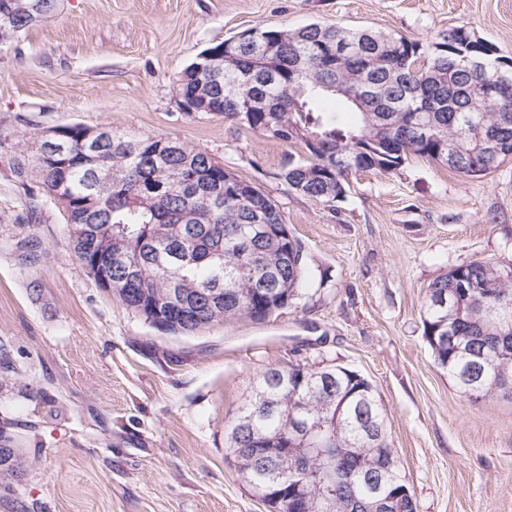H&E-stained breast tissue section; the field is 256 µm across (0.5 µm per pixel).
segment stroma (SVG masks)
Returning a JSON list of instances; mask_svg holds the SVG:
<instances>
[{
	"label": "stroma",
	"mask_w": 512,
	"mask_h": 512,
	"mask_svg": "<svg viewBox=\"0 0 512 512\" xmlns=\"http://www.w3.org/2000/svg\"><path fill=\"white\" fill-rule=\"evenodd\" d=\"M314 22L423 42L464 26L512 57V0H60L0 48V446L31 463L0 480V512H269L228 428L254 375L292 363L373 385L417 512H512V397L469 401L421 320L440 273L512 260V159L469 177L413 157L322 203L279 179L292 146L176 105L210 45ZM69 124L175 138L253 183L302 244L298 296L199 335L145 323L80 266L58 200L14 174L38 132Z\"/></svg>",
	"instance_id": "35a3bbf8"
}]
</instances>
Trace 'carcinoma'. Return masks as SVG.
Listing matches in <instances>:
<instances>
[{"mask_svg": "<svg viewBox=\"0 0 512 512\" xmlns=\"http://www.w3.org/2000/svg\"><path fill=\"white\" fill-rule=\"evenodd\" d=\"M27 0H0V46L30 28ZM258 27L257 35L232 36L212 49L224 53L221 72L188 66L176 79L175 94L203 112L224 115L262 135L300 148L288 156L279 179L288 191L325 203L346 194L349 177L377 170L395 173L410 156L439 162L464 176L488 172L491 146L479 123L468 119L469 101L478 103L486 122L512 142V58L474 32L453 27L429 42L372 28L312 23L287 30ZM280 41L266 55L265 43ZM63 155L22 160L14 172L32 176L54 195L65 193L71 221L86 216L102 238L138 266V274L112 295L138 312L141 302L163 303L179 288L194 308L176 313L185 333H201L242 318L266 319L251 312L253 282L262 266L277 272L278 309L288 306L306 276L299 240L287 235L281 211L269 199L220 191L224 167L205 152L170 137L112 132L98 152V170L80 162L89 146L78 124L65 126ZM203 168L204 182L181 193L171 191L178 172ZM101 178L111 182L93 210L86 208ZM270 208L268 223L281 235L254 237L262 221L257 210ZM222 265L224 303L208 304L215 264ZM447 291V305L423 306V337L434 363L472 401L512 394V262L479 259L448 268L428 286ZM360 374L342 366L301 364L268 367L253 377L250 398L260 394L274 404L258 413L257 431L289 430L287 416L298 411L324 421V447L337 450L328 466L306 471L312 509L296 508L282 495L276 512H374L375 495H401L388 512H416L375 391L362 388ZM391 457L389 470L376 469L377 452ZM295 456L275 463L258 461L238 470L257 498L267 499L271 481L290 482ZM29 462L13 448H0V477L17 478Z\"/></svg>", "mask_w": 512, "mask_h": 512, "instance_id": "obj_1", "label": "carcinoma"}]
</instances>
